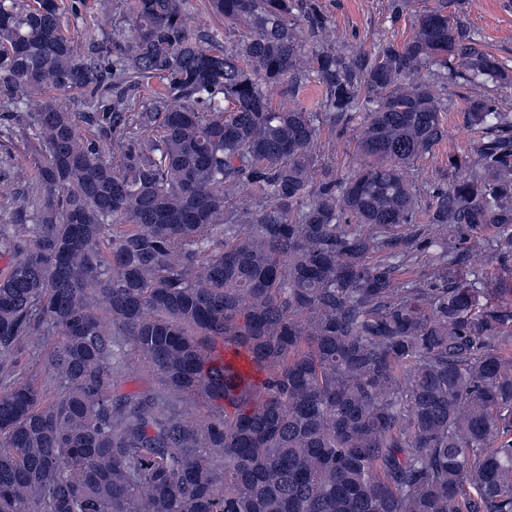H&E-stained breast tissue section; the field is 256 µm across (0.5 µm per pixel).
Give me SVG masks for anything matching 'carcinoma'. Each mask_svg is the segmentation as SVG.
<instances>
[{"mask_svg":"<svg viewBox=\"0 0 512 512\" xmlns=\"http://www.w3.org/2000/svg\"><path fill=\"white\" fill-rule=\"evenodd\" d=\"M207 3L234 49L182 0H119L128 35L83 0H0V136L45 156L0 160V512H512V104L485 93L512 75L445 0L355 57L310 0ZM433 67L475 87L482 138L419 224ZM302 72L362 127L345 178L317 115L266 92ZM226 338L274 367L251 415L204 368ZM126 345L161 393L119 392ZM203 0H184L183 8L188 22L194 30L218 32L224 48L231 50L245 36L246 29L242 26H224V22L208 14L203 7Z\"/></svg>","mask_w":512,"mask_h":512,"instance_id":"cac0c4a2","label":"carcinoma"}]
</instances>
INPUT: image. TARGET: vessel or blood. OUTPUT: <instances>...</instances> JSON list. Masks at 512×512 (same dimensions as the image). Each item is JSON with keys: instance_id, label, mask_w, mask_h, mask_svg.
Here are the masks:
<instances>
[{"instance_id": "vessel-or-blood-1", "label": "vessel or blood", "mask_w": 512, "mask_h": 512, "mask_svg": "<svg viewBox=\"0 0 512 512\" xmlns=\"http://www.w3.org/2000/svg\"><path fill=\"white\" fill-rule=\"evenodd\" d=\"M208 364L243 376L248 388V401L243 406L244 411H251L261 401L271 374V366L269 362L258 359L248 346L232 342L218 344L210 354Z\"/></svg>"}]
</instances>
